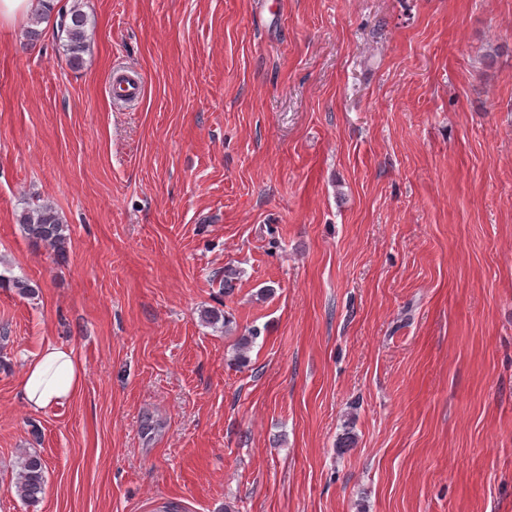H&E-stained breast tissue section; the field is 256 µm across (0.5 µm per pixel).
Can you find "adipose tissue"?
Segmentation results:
<instances>
[{"instance_id":"adipose-tissue-1","label":"adipose tissue","mask_w":512,"mask_h":512,"mask_svg":"<svg viewBox=\"0 0 512 512\" xmlns=\"http://www.w3.org/2000/svg\"><path fill=\"white\" fill-rule=\"evenodd\" d=\"M84 369L72 350L47 346L31 359L22 376V395L30 409L43 410L74 399L82 390Z\"/></svg>"}]
</instances>
